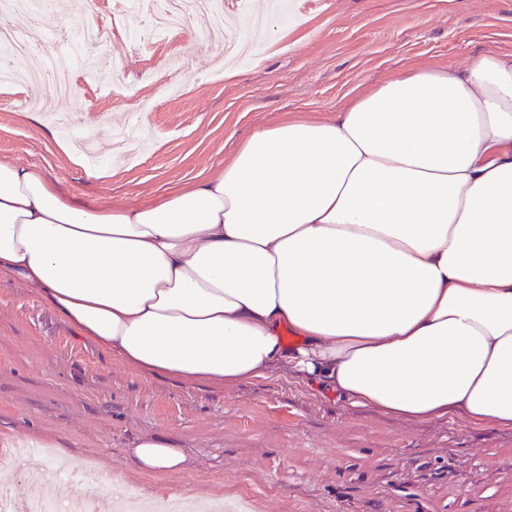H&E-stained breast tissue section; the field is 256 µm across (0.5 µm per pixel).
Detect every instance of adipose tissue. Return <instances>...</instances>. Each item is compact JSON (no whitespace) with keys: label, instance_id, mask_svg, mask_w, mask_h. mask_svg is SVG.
Listing matches in <instances>:
<instances>
[{"label":"adipose tissue","instance_id":"ef3b65f1","mask_svg":"<svg viewBox=\"0 0 512 512\" xmlns=\"http://www.w3.org/2000/svg\"><path fill=\"white\" fill-rule=\"evenodd\" d=\"M0 277L149 375L291 364L355 406L512 430V52L257 129L144 205L82 204L0 159ZM128 459L188 470L162 436Z\"/></svg>","mask_w":512,"mask_h":512}]
</instances>
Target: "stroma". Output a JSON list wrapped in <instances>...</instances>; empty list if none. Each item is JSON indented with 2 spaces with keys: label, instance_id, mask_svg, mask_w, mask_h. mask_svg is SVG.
I'll return each mask as SVG.
<instances>
[{
  "label": "stroma",
  "instance_id": "35a3bbf8",
  "mask_svg": "<svg viewBox=\"0 0 512 512\" xmlns=\"http://www.w3.org/2000/svg\"><path fill=\"white\" fill-rule=\"evenodd\" d=\"M114 0L91 12L51 18L45 67L64 49L54 30L110 21ZM106 49L129 78L110 93L82 74L54 110L98 156L71 163L50 119L29 120L27 90L0 91V158L37 165L83 203L150 202L223 166L254 130L286 115H335L351 90H369L402 69L467 65L512 52V0H287L276 25L286 36L234 66L149 32L142 17ZM177 78L181 94L167 96ZM155 102L151 112L141 99ZM111 169L93 179L90 168ZM47 442L30 467L58 450L93 470L111 468L142 497H222L224 512H512V430L475 426L457 415L418 422L355 407L292 367L231 387L188 385L129 367L78 339L31 289L0 278V436ZM164 435L186 450L180 477L142 472L128 461L136 437Z\"/></svg>",
  "mask_w": 512,
  "mask_h": 512
}]
</instances>
